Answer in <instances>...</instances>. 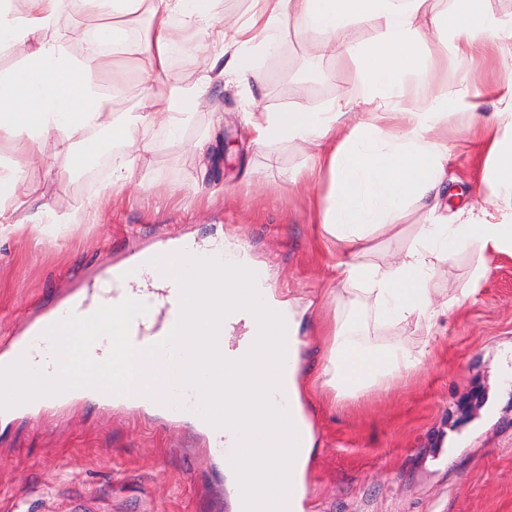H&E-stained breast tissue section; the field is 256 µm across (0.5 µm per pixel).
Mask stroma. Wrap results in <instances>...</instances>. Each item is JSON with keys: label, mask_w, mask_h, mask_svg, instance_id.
I'll list each match as a JSON object with an SVG mask.
<instances>
[{"label": "stroma", "mask_w": 512, "mask_h": 512, "mask_svg": "<svg viewBox=\"0 0 512 512\" xmlns=\"http://www.w3.org/2000/svg\"><path fill=\"white\" fill-rule=\"evenodd\" d=\"M456 6L428 0L422 19L425 41L441 60L440 86H502L512 44L476 51L468 70H460L435 23ZM156 23L146 11L129 17L130 43L119 65H101L99 85L116 114L163 102L172 83L198 84L211 65L224 63L220 46L201 34L177 52L168 75L142 74L137 43ZM279 46L280 53L257 60L261 84L212 82L178 135L141 125L150 150L139 185L113 191L112 156L122 145L110 131L98 132L103 147L80 168L59 153L55 138L44 142L42 163L23 170L41 193L39 206L49 218L76 210L88 218L45 237L28 213L13 215V227L0 235V343L62 289L99 285L111 264L137 249L233 235L279 293L318 304L317 316L300 330L308 377L318 375L327 345L323 324L336 315L359 314L372 342L424 352L418 369L398 371L384 388L340 406L327 404V389L307 392L317 441L306 473L307 512H512V256L474 247L455 254L439 287H464L482 263L490 271L475 298L450 310L433 335L412 321L374 326L372 312L332 276L340 254L317 236L313 203L323 187L308 175L309 148L253 147L243 121L253 102L278 112L359 99L357 67L345 58H315L314 36L291 27ZM304 81L320 82L323 92H290ZM448 138V171L460 202L485 203L492 195L481 180L486 152L467 115L449 114ZM205 446L192 426L92 401L41 417H0V512H68L84 500L97 512H234L232 477Z\"/></svg>", "instance_id": "obj_1"}]
</instances>
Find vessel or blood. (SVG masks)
Segmentation results:
<instances>
[{"label":"vessel or blood","mask_w":512,"mask_h":512,"mask_svg":"<svg viewBox=\"0 0 512 512\" xmlns=\"http://www.w3.org/2000/svg\"><path fill=\"white\" fill-rule=\"evenodd\" d=\"M138 263L129 261L117 267V274L127 283L126 288H101L96 294L76 291L63 299L58 305L46 312L42 318L29 323L24 335L12 338L0 348V367L19 360H29L32 347L49 348L50 342L44 331L69 314L87 316L103 305H115L124 299L147 297L155 303V311L136 316L130 326L129 334L134 344L153 345L156 336L170 333L181 315V290L176 279L166 281L164 287L146 289L138 286ZM199 401V392L194 388H169L168 392L154 391L148 394H123L117 396V404L130 409L151 408L164 413L174 424L192 423L201 435L211 441L214 447H223L220 430L195 413Z\"/></svg>","instance_id":"obj_1"}]
</instances>
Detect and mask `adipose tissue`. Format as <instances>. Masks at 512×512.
Returning a JSON list of instances; mask_svg holds the SVG:
<instances>
[{"mask_svg": "<svg viewBox=\"0 0 512 512\" xmlns=\"http://www.w3.org/2000/svg\"><path fill=\"white\" fill-rule=\"evenodd\" d=\"M457 2L438 25L451 37L458 61L468 60L475 48L512 39V28L486 11L485 0ZM13 3L0 0V50L18 52L23 62L0 74V138L25 137L27 163L41 159L39 145L52 136L73 165L82 166L98 150L96 131L106 129L126 146L112 159V183L121 187L136 180L148 150L138 135L142 123L175 134L191 121L206 85H175L165 106L123 117L113 113L98 74L103 58L121 53L130 39L123 16L146 8L160 19L139 47L143 73H168L177 51L208 29L224 45L227 61L218 76L228 85L261 83L257 58L275 48L284 23L294 20L319 36V51L357 62L361 101L376 110L366 116L347 101L313 112L257 108L247 112L246 125L255 145L289 141L312 150L326 182L317 201L319 233L344 256L337 277L363 295L377 321L413 320L432 333L449 309L475 295L488 271L476 266L466 288L435 301L432 289L451 251L474 245L490 254L512 255V72L506 76L502 109L491 116L478 110L485 88L438 91V62L422 49L427 0H252L251 11L234 21L230 39L223 29L211 27L215 0H23L19 10ZM86 13L107 22L59 34L63 16ZM373 19L379 26L369 43L350 40V24ZM72 39L84 43L81 56L69 52ZM455 111L466 112L483 133L482 179L493 189L494 216L448 207L453 149L448 115ZM37 193L20 169L0 170V233L10 227L13 213L32 209ZM413 209L423 212L425 221L410 243L392 259L366 260L371 242L402 233ZM252 264L241 242L232 238L225 239L223 256L207 263L208 281L224 284L225 327L244 324L249 345L234 352L239 373L228 381L227 393L239 408L225 412L223 420L228 446L247 447L248 454L227 455L225 463L236 476V512H299L300 498L292 487L300 483L315 446L301 406L307 389L301 366L304 312L295 300L277 298L269 282L250 281ZM329 336L318 379L337 400L382 387L394 371L416 369L424 356L420 349L364 339L353 316L335 320ZM279 391L288 394L287 408L269 400Z\"/></svg>", "mask_w": 512, "mask_h": 512, "instance_id": "adipose-tissue-1", "label": "adipose tissue"}]
</instances>
